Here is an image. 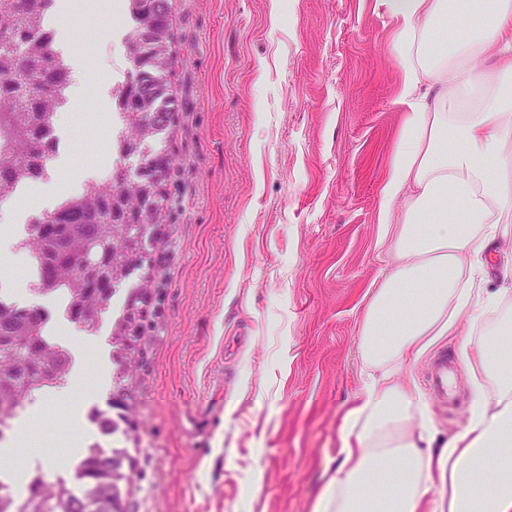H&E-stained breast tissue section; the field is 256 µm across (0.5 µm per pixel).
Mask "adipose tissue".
I'll list each match as a JSON object with an SVG mask.
<instances>
[{"mask_svg":"<svg viewBox=\"0 0 512 512\" xmlns=\"http://www.w3.org/2000/svg\"><path fill=\"white\" fill-rule=\"evenodd\" d=\"M392 21L403 112L380 184L377 245L393 257L359 319L365 381L340 427L333 475L313 512H512V267L488 291L493 243L512 223V0H375ZM474 18L440 39L450 12ZM487 325L479 341L467 325ZM459 337L473 401L441 438L413 381L401 380Z\"/></svg>","mask_w":512,"mask_h":512,"instance_id":"ef3b65f1","label":"adipose tissue"}]
</instances>
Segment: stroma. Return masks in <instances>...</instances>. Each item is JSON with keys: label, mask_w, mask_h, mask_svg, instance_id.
I'll list each match as a JSON object with an SVG mask.
<instances>
[{"label": "stroma", "mask_w": 512, "mask_h": 512, "mask_svg": "<svg viewBox=\"0 0 512 512\" xmlns=\"http://www.w3.org/2000/svg\"><path fill=\"white\" fill-rule=\"evenodd\" d=\"M173 13L176 163L154 254L159 315L132 392L128 512H312L366 372L359 316L391 262L376 214L400 124L392 24L375 0H173ZM57 22L92 49L74 63L79 116L59 126L50 178L0 237L23 238L28 216L112 164L100 115L128 55L98 11ZM6 271L0 298L42 306L61 343L63 305L35 292L29 263L0 258ZM457 347L444 340L412 371L442 436L465 425L471 399ZM441 359L455 378L445 403L427 385ZM108 402L77 392L30 435L49 447L75 415L97 435L86 417Z\"/></svg>", "instance_id": "obj_1"}]
</instances>
